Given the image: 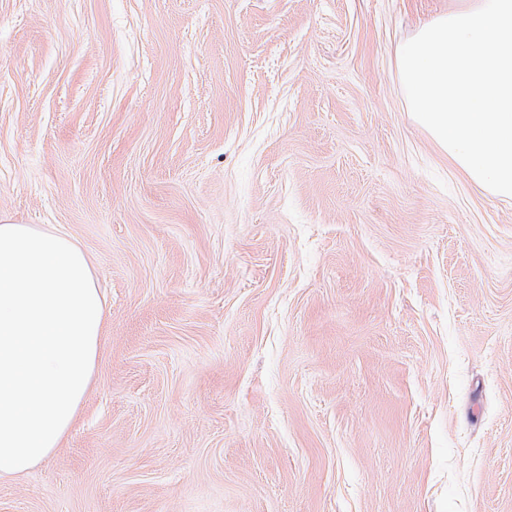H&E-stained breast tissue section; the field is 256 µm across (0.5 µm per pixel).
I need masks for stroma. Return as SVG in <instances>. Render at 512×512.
<instances>
[{
    "label": "stroma",
    "instance_id": "1",
    "mask_svg": "<svg viewBox=\"0 0 512 512\" xmlns=\"http://www.w3.org/2000/svg\"><path fill=\"white\" fill-rule=\"evenodd\" d=\"M459 0H0V214L108 298L0 512H512V198L413 119Z\"/></svg>",
    "mask_w": 512,
    "mask_h": 512
}]
</instances>
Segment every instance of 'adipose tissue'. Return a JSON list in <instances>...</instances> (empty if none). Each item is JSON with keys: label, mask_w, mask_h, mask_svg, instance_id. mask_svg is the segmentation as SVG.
<instances>
[{"label": "adipose tissue", "mask_w": 512, "mask_h": 512, "mask_svg": "<svg viewBox=\"0 0 512 512\" xmlns=\"http://www.w3.org/2000/svg\"><path fill=\"white\" fill-rule=\"evenodd\" d=\"M105 319L74 237L0 216V480L60 448L90 390Z\"/></svg>", "instance_id": "ef3b65f1"}]
</instances>
